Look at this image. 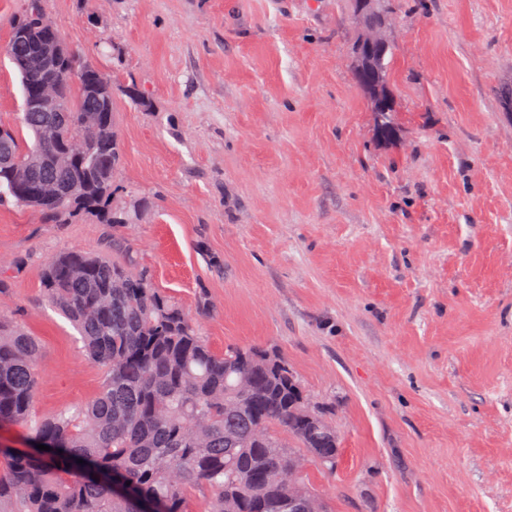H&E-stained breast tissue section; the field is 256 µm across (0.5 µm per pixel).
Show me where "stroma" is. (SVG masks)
<instances>
[{"label":"stroma","mask_w":512,"mask_h":512,"mask_svg":"<svg viewBox=\"0 0 512 512\" xmlns=\"http://www.w3.org/2000/svg\"><path fill=\"white\" fill-rule=\"evenodd\" d=\"M0 121L21 92L4 53ZM118 98L127 224L0 206V313L41 342L38 413L103 369L47 307L49 258L132 255L213 351L276 350L328 408L329 512H512V0H392L400 137L373 135L344 0H46Z\"/></svg>","instance_id":"1"}]
</instances>
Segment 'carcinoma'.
<instances>
[{
	"mask_svg": "<svg viewBox=\"0 0 512 512\" xmlns=\"http://www.w3.org/2000/svg\"><path fill=\"white\" fill-rule=\"evenodd\" d=\"M47 22L43 0H25L14 20L10 41L28 31L29 62L16 67L20 127L0 122V153L9 154L16 173L31 176L35 152L58 160L66 191L25 201L11 193L12 176L1 165L0 205L35 209L50 224L81 213L124 224L130 208L115 200L124 163L117 96L144 110L148 99L137 84L81 62L72 47L46 57ZM392 63L391 49L374 61L379 85H389ZM45 84L66 104L46 134L27 103L29 89ZM398 129L392 111L374 135L390 142ZM43 295L76 331L88 359L104 368V380L88 402L36 413L40 343L0 314V427L23 425L32 443L50 447L0 448V512H145L153 503L163 512H189L191 493L203 489L212 493L206 512H288L297 488L328 512L304 478L288 483V467L307 455L333 471L338 436L278 353L213 351L192 319L129 260L62 252L45 267ZM109 473L130 482L124 493L102 479Z\"/></svg>",
	"mask_w": 512,
	"mask_h": 512,
	"instance_id": "carcinoma-1",
	"label": "carcinoma"
}]
</instances>
